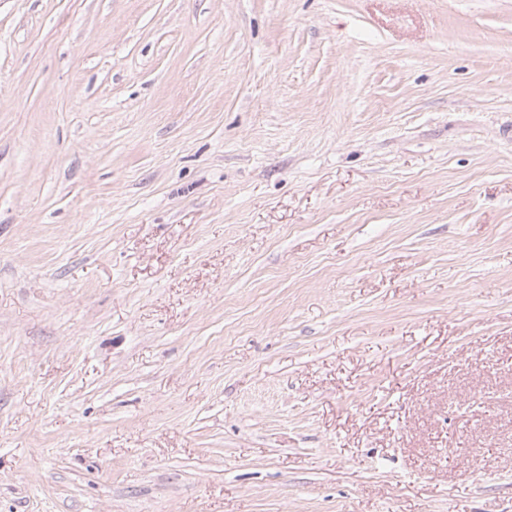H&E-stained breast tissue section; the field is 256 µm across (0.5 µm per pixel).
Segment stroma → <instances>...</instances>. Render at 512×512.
Here are the masks:
<instances>
[{
    "label": "stroma",
    "mask_w": 512,
    "mask_h": 512,
    "mask_svg": "<svg viewBox=\"0 0 512 512\" xmlns=\"http://www.w3.org/2000/svg\"><path fill=\"white\" fill-rule=\"evenodd\" d=\"M0 512H512V0H0Z\"/></svg>",
    "instance_id": "obj_1"
}]
</instances>
